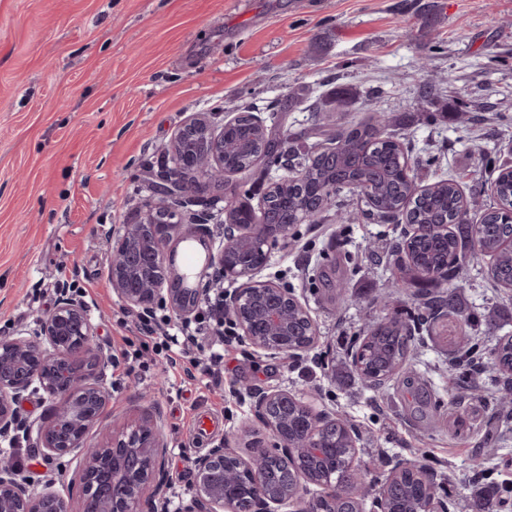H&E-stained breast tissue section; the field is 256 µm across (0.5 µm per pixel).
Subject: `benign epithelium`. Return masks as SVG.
Here are the masks:
<instances>
[{"label":"benign epithelium","instance_id":"benign-epithelium-1","mask_svg":"<svg viewBox=\"0 0 512 512\" xmlns=\"http://www.w3.org/2000/svg\"><path fill=\"white\" fill-rule=\"evenodd\" d=\"M245 117L250 122L246 141L264 147L276 135L256 112H195L178 127L171 140L169 165L161 168L155 185L157 201L132 224L112 232L107 280L113 294L141 319L159 309L169 310L187 323L207 294L223 290L224 281L238 288L224 301V314L253 348L271 355L296 358L318 341L310 310L294 293L258 280L271 255L257 245L273 239L286 243L294 225L281 223L273 211L277 195L291 179L268 182L258 212L261 220L241 224L233 204V177L241 172L226 155L225 128ZM224 188V231L216 243L201 232L205 220L181 224L161 217L201 197L199 189ZM407 235L398 242L410 253L411 239L448 230L446 224H413L406 214ZM187 239L208 250L207 261L192 282L177 269L173 256ZM54 307L38 319L37 331L20 329L0 337V438H23L27 447L47 459L80 456L84 497L81 512H142L145 493L152 509L167 512L163 486L168 454L158 421L146 416L112 432L105 446L87 444L91 429L102 422L110 391L105 371L116 364L111 351L95 340V326L79 292L62 284ZM33 389L53 402L47 422L21 423L20 403ZM249 399L258 421L276 439L269 445L247 424L226 437L204 456L193 460L194 492L176 512H363L365 494L353 490L358 482L352 466L336 477L325 476L327 457L317 442L320 433L340 427L351 455L358 453V437L343 419L318 411L304 398L283 389L244 388L233 391ZM11 456L0 455V512H68L64 498L48 489L25 487ZM422 491L407 512H452L455 503L436 494L437 472L426 466L396 461L376 499L378 512H396L395 503L408 485ZM321 492L307 496L308 486ZM333 508L326 509V504Z\"/></svg>","mask_w":512,"mask_h":512}]
</instances>
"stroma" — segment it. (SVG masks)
Instances as JSON below:
<instances>
[{
  "label": "stroma",
  "instance_id": "obj_1",
  "mask_svg": "<svg viewBox=\"0 0 512 512\" xmlns=\"http://www.w3.org/2000/svg\"><path fill=\"white\" fill-rule=\"evenodd\" d=\"M433 41L444 51L430 57ZM427 83L438 93L425 107ZM339 91L350 99L342 108L329 102ZM245 107L295 137L387 113L418 185L452 176L489 206L494 167L512 155V0H0V336L35 331L58 284H76L97 342L121 358L106 370L110 425L88 441L106 445L112 426L156 413L171 506L193 492V458L253 420L231 395L252 387L304 394L347 419L358 462L378 478L417 458L438 471L439 497L474 504L494 486L500 512H512V373L489 357L512 337V289L490 280L487 259L471 262L458 279L471 328L453 317L427 325L421 305L389 295L401 226L363 217L356 201L344 217L297 225L260 274L307 304L318 348L288 360L257 352L238 335L221 339L201 312L189 327L199 342L182 350L191 374L152 351L123 360L138 319L108 284L107 235L152 199L187 116ZM396 311L415 330L408 370L449 402L418 422L401 380L371 390L349 369L366 326ZM466 343L482 357L456 366ZM219 344L225 368L215 376ZM201 414L213 426L198 438ZM476 454L480 473L469 468ZM15 457L24 481L52 484L78 512L76 457L47 460L22 445Z\"/></svg>",
  "mask_w": 512,
  "mask_h": 512
}]
</instances>
